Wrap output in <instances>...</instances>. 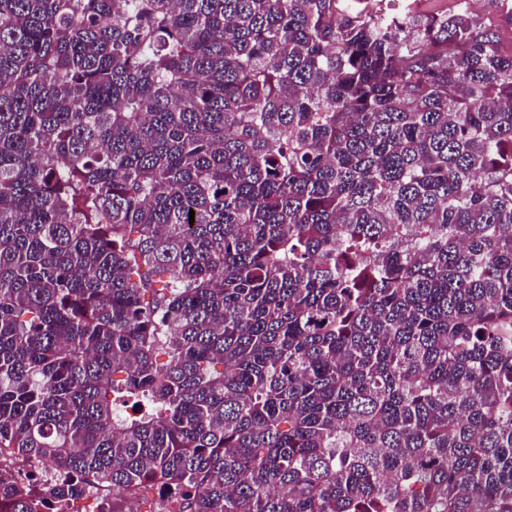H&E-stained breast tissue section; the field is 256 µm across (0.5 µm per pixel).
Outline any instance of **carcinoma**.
<instances>
[{
	"mask_svg": "<svg viewBox=\"0 0 512 512\" xmlns=\"http://www.w3.org/2000/svg\"><path fill=\"white\" fill-rule=\"evenodd\" d=\"M394 2L0 0V512H512V53Z\"/></svg>",
	"mask_w": 512,
	"mask_h": 512,
	"instance_id": "cac0c4a2",
	"label": "carcinoma"
}]
</instances>
